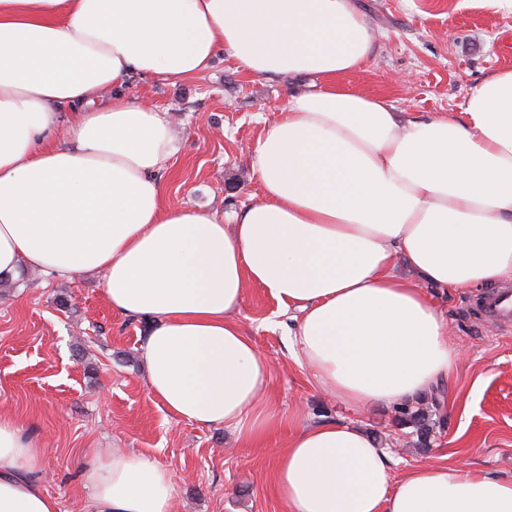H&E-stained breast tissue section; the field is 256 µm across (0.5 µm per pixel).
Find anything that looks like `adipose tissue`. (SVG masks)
<instances>
[{"label":"adipose tissue","mask_w":512,"mask_h":512,"mask_svg":"<svg viewBox=\"0 0 512 512\" xmlns=\"http://www.w3.org/2000/svg\"><path fill=\"white\" fill-rule=\"evenodd\" d=\"M372 47L355 0H0V273L100 275L113 312L152 322L151 397L246 445L274 428L272 364L238 319L252 285L324 394L366 409L432 392L461 358L432 290L512 279V70L461 114L404 121L336 82ZM221 54L308 80L256 143L259 199L227 223L166 205L171 120L122 92L131 73L194 77ZM395 467L362 427L325 422L289 433L271 479L285 512H512V477ZM43 469L0 414V512H58ZM81 482L86 512H171L170 472L138 453L97 452Z\"/></svg>","instance_id":"1"}]
</instances>
